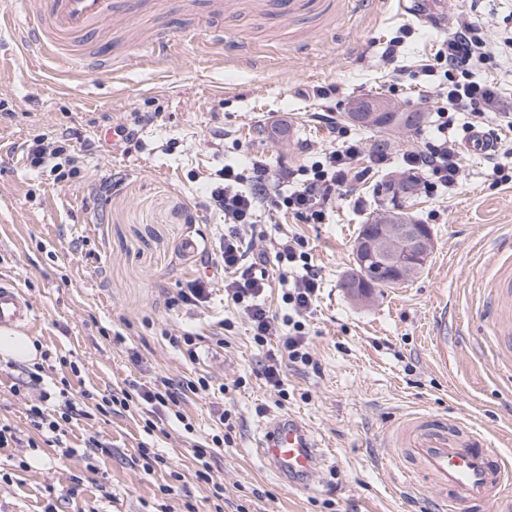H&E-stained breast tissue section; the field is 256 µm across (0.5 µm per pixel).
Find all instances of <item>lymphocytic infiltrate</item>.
I'll list each match as a JSON object with an SVG mask.
<instances>
[{
    "mask_svg": "<svg viewBox=\"0 0 512 512\" xmlns=\"http://www.w3.org/2000/svg\"><path fill=\"white\" fill-rule=\"evenodd\" d=\"M499 52L512 55V35L488 36L481 15L467 12L449 29L447 39L436 54V63L444 76L440 85L443 105L436 112L434 131L426 148L403 157L406 168L423 173L425 186L430 191L449 187L458 180L459 152L449 133L455 116L464 117L463 127L467 130L476 119L502 120L512 116V101L501 94L496 83L473 76L476 62ZM95 147L94 138L85 131L66 127L35 135L27 141L23 155L30 167L49 170L56 181L63 182L80 176L84 156ZM359 154L358 141L342 142L336 148L322 151L300 180L295 179L293 172H276L260 161L252 162L244 173L228 165L224 168L223 186L212 189L205 200L206 206L223 212L229 226L221 253L225 299L244 310L257 345L278 338L283 357L293 364L309 366L313 363L307 350L304 319L317 299L319 277L307 265L305 252L300 251L294 241L279 243L275 252L277 264L300 262L304 268L282 295L286 314L270 313L263 301L268 280L257 274L254 262L243 248L242 236L246 229L254 227L256 214L261 210L291 211L323 223L326 207L337 186L360 178L356 167ZM287 180L295 181L294 190L288 194L276 191V184ZM18 385L37 394L36 404L30 407L31 424L37 432L53 434L60 431L62 423L87 419L92 414L86 402L76 399L67 388L54 392L42 388L36 373H29ZM182 399L181 385L165 379L135 394L126 390L122 395L104 398L96 412L106 415L116 408L127 409L134 402L149 411L158 408L171 411L180 406ZM50 400L57 401L59 418L52 419L45 414L42 405Z\"/></svg>",
    "mask_w": 512,
    "mask_h": 512,
    "instance_id": "f902f5d3",
    "label": "lymphocytic infiltrate"
}]
</instances>
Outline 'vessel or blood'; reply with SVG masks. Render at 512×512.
<instances>
[{
	"label": "vessel or blood",
	"instance_id": "1",
	"mask_svg": "<svg viewBox=\"0 0 512 512\" xmlns=\"http://www.w3.org/2000/svg\"><path fill=\"white\" fill-rule=\"evenodd\" d=\"M312 4L273 0L267 17L295 16ZM144 6V0H26L23 41L56 68L108 73L116 61L109 23L136 20ZM33 318L19 287L0 281V328L25 326ZM386 437L397 467L429 482L448 512H512V460L484 432L446 414L415 411L391 425ZM257 453L273 473L296 485L307 482L320 460L308 427L290 415L264 423Z\"/></svg>",
	"mask_w": 512,
	"mask_h": 512
}]
</instances>
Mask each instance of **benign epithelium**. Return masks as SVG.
<instances>
[{"label":"benign epithelium","mask_w":512,"mask_h":512,"mask_svg":"<svg viewBox=\"0 0 512 512\" xmlns=\"http://www.w3.org/2000/svg\"><path fill=\"white\" fill-rule=\"evenodd\" d=\"M352 112L369 121L377 112H393L394 103L385 99L356 101ZM433 248V240L426 224L384 223L377 234H369L356 245L359 263L364 265L374 256L381 257L400 278L415 275L426 264Z\"/></svg>","instance_id":"obj_1"}]
</instances>
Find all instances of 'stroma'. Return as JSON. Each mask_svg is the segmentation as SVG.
<instances>
[{
  "label": "stroma",
  "mask_w": 512,
  "mask_h": 512,
  "mask_svg": "<svg viewBox=\"0 0 512 512\" xmlns=\"http://www.w3.org/2000/svg\"><path fill=\"white\" fill-rule=\"evenodd\" d=\"M201 0L151 7L137 30L114 31L128 62L105 75L72 77L16 48L0 29V103L13 118L0 123V278L16 282L35 310L25 333L40 347L44 378L94 398L130 383L207 378L208 391L186 392L185 422L167 410L146 429L137 407L81 419L65 427L70 455L48 444L0 448V512H215L211 484L196 482L194 450L221 430L224 409L235 412L231 441L209 459L211 483L224 487V512H436L431 486L409 484L391 467L388 423L405 412L447 413L505 440L512 458V378L497 359L473 349L500 334L489 310L482 244L512 228V183L498 182L485 155L461 151L462 176L452 187L424 193L411 212L429 225L434 247L422 272L392 288L354 296L343 283L355 267L354 240L379 212L377 181L401 171L404 153L422 149L440 105L442 74H429L458 11L476 7L492 31L512 28V0H328L303 17L272 26L267 0H236L202 15ZM184 33L175 55L151 48L171 23ZM220 26L242 53L201 40ZM402 38L398 59L386 62L387 42ZM391 98L423 121L391 138L389 159L371 162L380 134L351 123L355 99ZM332 110L335 124L315 118ZM137 147L113 148L93 120L133 123ZM86 125L99 148L84 160L85 176L54 182L22 157L33 135ZM361 141V180L343 186L324 223L290 212L262 213L244 235L253 254L273 256L279 242L299 238L320 279L307 319L313 366L283 363L287 397L261 370L276 341L254 343L241 309L224 299L221 260L224 216L199 207L207 188L223 185L225 165L262 161L300 170L315 152L335 145L333 126ZM115 175L100 196L90 179ZM196 255L183 253L186 240ZM209 276L206 301L179 299L188 281ZM198 337L195 353L170 339ZM23 365L0 360V419L31 437L29 397L13 386ZM292 414L309 427L325 458L307 487L279 481L251 452L256 428L271 415ZM104 436L107 454H91L89 436ZM155 449L143 457L142 449ZM80 485L79 497L68 490Z\"/></svg>",
  "instance_id": "1"
}]
</instances>
